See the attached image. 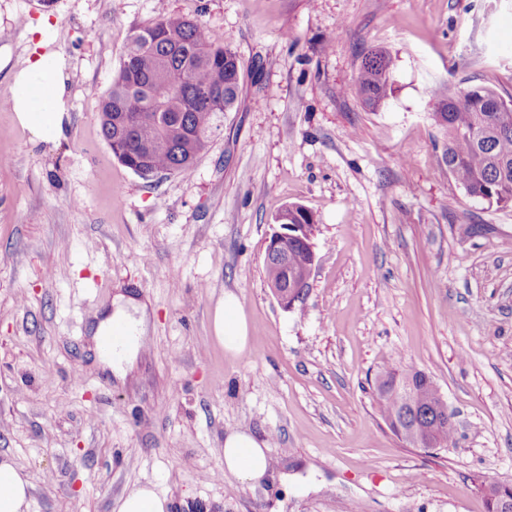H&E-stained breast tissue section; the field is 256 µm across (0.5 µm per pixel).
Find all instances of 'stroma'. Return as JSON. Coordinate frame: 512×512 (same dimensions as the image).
<instances>
[{
    "instance_id": "35a3bbf8",
    "label": "stroma",
    "mask_w": 512,
    "mask_h": 512,
    "mask_svg": "<svg viewBox=\"0 0 512 512\" xmlns=\"http://www.w3.org/2000/svg\"><path fill=\"white\" fill-rule=\"evenodd\" d=\"M203 22L244 63L190 177L142 178L100 127L133 30ZM389 51L391 93L353 84ZM63 54L70 124L33 146L13 75ZM512 99V0H0V453L30 512H114L149 485L173 512H486L512 484V205L467 197L441 159L436 86ZM316 219L304 304L267 286L278 213ZM147 303L126 379L89 332L116 294ZM238 297L245 350L214 314ZM427 373L455 444L415 448L374 396L393 363ZM266 439L273 473L224 471V435ZM393 58L384 49L371 50L365 57L354 81L356 93L369 108H377L390 93L389 74Z\"/></svg>"
}]
</instances>
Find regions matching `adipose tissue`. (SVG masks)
I'll return each instance as SVG.
<instances>
[{"instance_id": "obj_1", "label": "adipose tissue", "mask_w": 512, "mask_h": 512, "mask_svg": "<svg viewBox=\"0 0 512 512\" xmlns=\"http://www.w3.org/2000/svg\"><path fill=\"white\" fill-rule=\"evenodd\" d=\"M66 64L56 54L34 57L13 77V109L18 122L31 134L33 145L53 144L66 135L67 91ZM110 317L91 326L94 338H101L113 326H123L127 343L116 352L109 366L118 378H125L126 367L136 359L147 331L148 311L145 303L132 297L117 296ZM218 339L233 355L241 353L248 331L241 307L234 294H226L214 315ZM268 447L265 441L245 431H233L224 439V467L243 481L258 485L268 471ZM30 481L21 475L12 458L0 454V512H30Z\"/></svg>"}]
</instances>
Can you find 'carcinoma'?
Listing matches in <instances>:
<instances>
[{
	"label": "carcinoma",
	"instance_id": "cac0c4a2",
	"mask_svg": "<svg viewBox=\"0 0 512 512\" xmlns=\"http://www.w3.org/2000/svg\"><path fill=\"white\" fill-rule=\"evenodd\" d=\"M393 58L384 49L365 57L354 81L369 108L390 93ZM242 64L236 52L202 22L160 16L133 30L112 86L100 102L103 139L127 168L140 156L141 139L163 148L148 165L163 174H192L197 157L220 135L224 113L241 91ZM433 116L444 130L442 159L466 195L490 205L512 204V103L488 85L435 90ZM288 223L315 224L301 205H288ZM312 262L304 242L288 243V264L265 263L266 280L284 283ZM375 398L388 427L426 426L442 400L431 378L391 365L376 380Z\"/></svg>",
	"mask_w": 512,
	"mask_h": 512
}]
</instances>
